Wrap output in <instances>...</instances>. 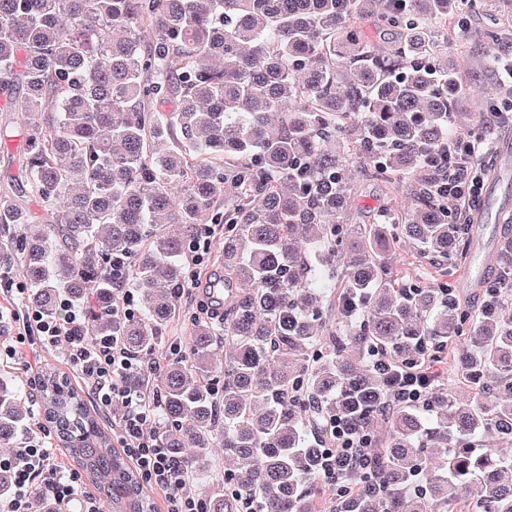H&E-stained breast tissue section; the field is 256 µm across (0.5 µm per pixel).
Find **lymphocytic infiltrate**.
Listing matches in <instances>:
<instances>
[{
    "label": "lymphocytic infiltrate",
    "instance_id": "f902f5d3",
    "mask_svg": "<svg viewBox=\"0 0 512 512\" xmlns=\"http://www.w3.org/2000/svg\"><path fill=\"white\" fill-rule=\"evenodd\" d=\"M487 139L459 133L447 152L448 179L444 185L454 214L468 212L478 204L484 186L481 155L490 152ZM70 301H62L56 315L47 316L31 308L23 325L25 333L37 334L51 347H63L81 381L104 412L112 418L116 440L135 464L144 483L164 496V512H203L200 495L188 483L181 463L163 448L153 425L158 408L156 395L135 386L139 374L156 372L160 364L131 355L115 340L90 338L76 322ZM375 368L390 379L393 401L416 402L428 386L427 373H413L379 357ZM324 481L340 491H350L353 475L370 468L373 450L356 438L348 420H338L336 442L319 455ZM0 467L13 474V493L0 501V512H29L32 491L41 485L57 505H74L78 512H102L97 495L81 490L76 475L63 473L54 454L41 439L28 440L9 455H0Z\"/></svg>",
    "mask_w": 512,
    "mask_h": 512
}]
</instances>
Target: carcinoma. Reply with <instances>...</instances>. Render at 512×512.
<instances>
[{
  "label": "carcinoma",
  "mask_w": 512,
  "mask_h": 512,
  "mask_svg": "<svg viewBox=\"0 0 512 512\" xmlns=\"http://www.w3.org/2000/svg\"><path fill=\"white\" fill-rule=\"evenodd\" d=\"M473 0H0V98L25 119L24 182L0 187V272L52 316L64 297L83 332L151 375L155 434L201 488L204 512H512V279L477 281L483 304L445 280L394 269L391 245L456 262L475 237L454 224L453 104L465 93L448 25L468 35ZM375 14L394 34L372 41ZM497 44L495 70L512 55ZM392 203L351 220L352 169ZM224 225V325L180 311L192 248ZM137 294L126 315L117 290ZM416 404L391 403L377 353L412 371L448 358ZM43 430L106 496L152 512L147 486L68 376L23 386L0 374V448ZM347 417L371 442V481L340 496L318 444ZM230 460L232 467L218 469Z\"/></svg>",
  "instance_id": "carcinoma-1"
}]
</instances>
